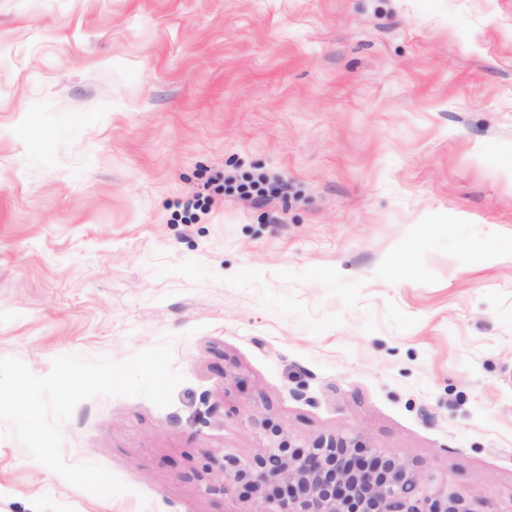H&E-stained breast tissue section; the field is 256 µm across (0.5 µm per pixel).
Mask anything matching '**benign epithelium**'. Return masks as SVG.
I'll return each instance as SVG.
<instances>
[{
	"label": "benign epithelium",
	"mask_w": 512,
	"mask_h": 512,
	"mask_svg": "<svg viewBox=\"0 0 512 512\" xmlns=\"http://www.w3.org/2000/svg\"><path fill=\"white\" fill-rule=\"evenodd\" d=\"M251 459L224 456V480L254 498L252 512H512V497L475 499L395 451L336 434L287 445L261 434Z\"/></svg>",
	"instance_id": "obj_1"
}]
</instances>
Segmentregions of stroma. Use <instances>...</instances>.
Wrapping results in <instances>:
<instances>
[{"label": "stroma", "mask_w": 512, "mask_h": 512, "mask_svg": "<svg viewBox=\"0 0 512 512\" xmlns=\"http://www.w3.org/2000/svg\"><path fill=\"white\" fill-rule=\"evenodd\" d=\"M168 335L62 426L126 492L8 437L0 512H249L264 426L511 497L512 0H0V358Z\"/></svg>", "instance_id": "1"}]
</instances>
